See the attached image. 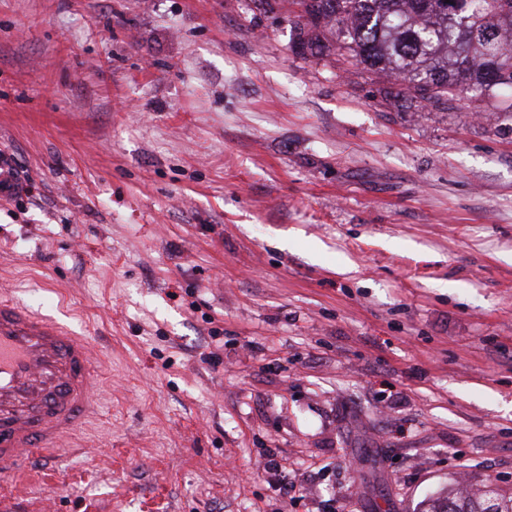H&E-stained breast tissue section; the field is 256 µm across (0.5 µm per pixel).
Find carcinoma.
Masks as SVG:
<instances>
[{
	"label": "carcinoma",
	"mask_w": 512,
	"mask_h": 512,
	"mask_svg": "<svg viewBox=\"0 0 512 512\" xmlns=\"http://www.w3.org/2000/svg\"><path fill=\"white\" fill-rule=\"evenodd\" d=\"M290 19L301 56L324 58L336 48L402 91L438 107L461 92L493 104L512 83V0H294ZM341 45H334L333 38ZM420 512H512V496L497 491L480 500L451 492Z\"/></svg>",
	"instance_id": "1"
}]
</instances>
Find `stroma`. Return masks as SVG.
Masks as SVG:
<instances>
[{"label": "stroma", "instance_id": "1", "mask_svg": "<svg viewBox=\"0 0 512 512\" xmlns=\"http://www.w3.org/2000/svg\"><path fill=\"white\" fill-rule=\"evenodd\" d=\"M294 38L251 0H0V289L90 336L102 406L0 512L512 494V122Z\"/></svg>", "mask_w": 512, "mask_h": 512}]
</instances>
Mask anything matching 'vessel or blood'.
<instances>
[{
  "label": "vessel or blood",
  "instance_id": "1",
  "mask_svg": "<svg viewBox=\"0 0 512 512\" xmlns=\"http://www.w3.org/2000/svg\"><path fill=\"white\" fill-rule=\"evenodd\" d=\"M91 341L0 294V476L23 474L98 414Z\"/></svg>",
  "mask_w": 512,
  "mask_h": 512
}]
</instances>
